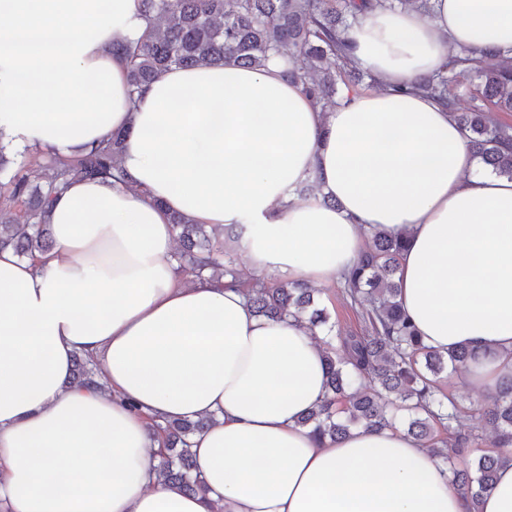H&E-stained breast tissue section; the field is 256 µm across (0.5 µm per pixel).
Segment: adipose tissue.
<instances>
[{"instance_id":"adipose-tissue-1","label":"adipose tissue","mask_w":512,"mask_h":512,"mask_svg":"<svg viewBox=\"0 0 512 512\" xmlns=\"http://www.w3.org/2000/svg\"><path fill=\"white\" fill-rule=\"evenodd\" d=\"M349 27L380 89L322 111L284 76L174 67L131 96L112 53L138 0H0V143L73 157L129 130L125 180H73L40 262L0 250V512H466L448 471L399 430L321 440L323 350L294 319L180 278L172 213L242 225L250 269L315 288L382 230L408 239L399 299L423 342L489 351L465 383L512 376V179L477 171L465 134L406 85L452 50L512 49V0H431ZM316 180L336 205L295 199ZM97 388L70 385L75 353ZM212 417L192 439L206 494L158 471L155 420Z\"/></svg>"}]
</instances>
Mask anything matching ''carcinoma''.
<instances>
[{
	"label": "carcinoma",
	"mask_w": 512,
	"mask_h": 512,
	"mask_svg": "<svg viewBox=\"0 0 512 512\" xmlns=\"http://www.w3.org/2000/svg\"><path fill=\"white\" fill-rule=\"evenodd\" d=\"M147 23L136 41H119L112 52L125 63L130 94L141 93L172 67L220 66L232 58L241 66L261 68L273 55L288 56L287 80L322 108L338 103V83L358 89L361 77L347 53L343 34L350 20L368 11L416 5L428 0H140ZM476 102L469 112L457 109V89ZM410 91L437 99L452 112L468 146L481 163L512 179V127L491 124L490 110L512 112V64L500 52L475 58L463 49L450 56L448 68L414 81ZM125 134L114 132L88 152L63 158L53 152L28 153L29 160L48 170L45 185L30 184L25 164L15 163L0 145V248L35 258L52 251L55 241L48 221L55 196L76 177L124 181L119 165ZM181 249L175 253L181 272L201 279L205 271L227 278L246 296L260 317L287 315L307 320L312 330L328 324L319 307L320 290L304 282L267 275L243 279L236 259L209 236L206 225L180 214L171 217ZM407 240L381 231L370 235L365 250L339 279L341 292L359 320V328L325 336L327 398L299 423L319 439L332 441L353 427L380 432L400 427L429 448L450 472V483L476 512L482 493L494 485L498 466L512 462V384L467 405L441 387L442 375L465 369L484 354L461 347L442 353L422 341L403 309L398 273ZM95 363L82 353L73 360L72 384H95ZM478 417L494 430L493 450L473 459L464 449L483 444L479 432L461 433L457 422ZM212 419L164 421L152 428L163 438L160 472L188 494L205 493L195 473L191 438Z\"/></svg>",
	"instance_id": "1"
}]
</instances>
